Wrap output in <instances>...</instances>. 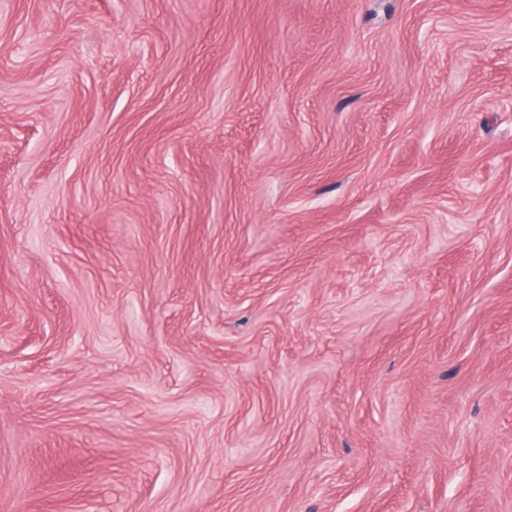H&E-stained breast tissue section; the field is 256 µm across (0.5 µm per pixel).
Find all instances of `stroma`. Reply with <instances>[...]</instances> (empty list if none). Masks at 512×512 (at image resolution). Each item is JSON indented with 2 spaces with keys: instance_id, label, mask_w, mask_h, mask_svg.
<instances>
[{
  "instance_id": "1",
  "label": "stroma",
  "mask_w": 512,
  "mask_h": 512,
  "mask_svg": "<svg viewBox=\"0 0 512 512\" xmlns=\"http://www.w3.org/2000/svg\"><path fill=\"white\" fill-rule=\"evenodd\" d=\"M512 512V0H0V512Z\"/></svg>"
}]
</instances>
